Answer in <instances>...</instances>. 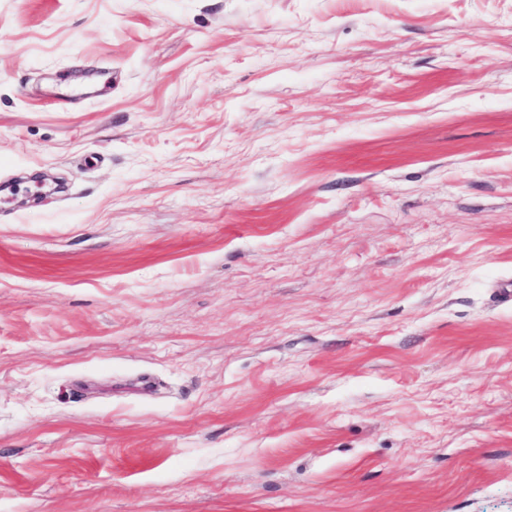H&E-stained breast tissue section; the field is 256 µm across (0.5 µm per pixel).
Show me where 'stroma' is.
<instances>
[{
	"instance_id": "stroma-1",
	"label": "stroma",
	"mask_w": 512,
	"mask_h": 512,
	"mask_svg": "<svg viewBox=\"0 0 512 512\" xmlns=\"http://www.w3.org/2000/svg\"><path fill=\"white\" fill-rule=\"evenodd\" d=\"M0 512H512V0H0Z\"/></svg>"
}]
</instances>
